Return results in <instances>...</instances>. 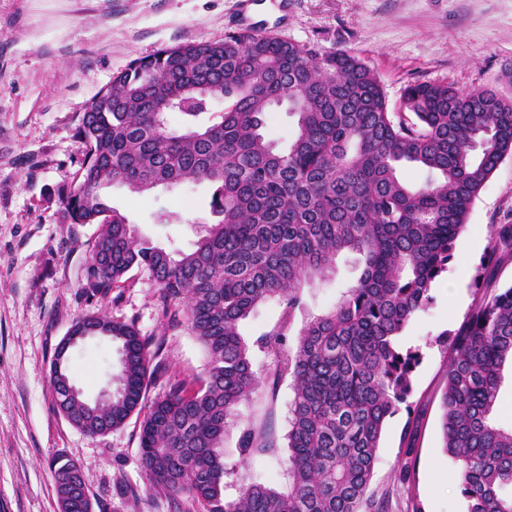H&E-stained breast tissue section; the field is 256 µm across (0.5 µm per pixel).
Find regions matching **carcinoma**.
Segmentation results:
<instances>
[{"instance_id": "carcinoma-1", "label": "carcinoma", "mask_w": 512, "mask_h": 512, "mask_svg": "<svg viewBox=\"0 0 512 512\" xmlns=\"http://www.w3.org/2000/svg\"><path fill=\"white\" fill-rule=\"evenodd\" d=\"M213 100L224 110L210 111ZM284 104L297 126L280 150L264 127ZM402 108L388 110L383 86L358 57L276 35L162 47L115 75L78 119L82 159L59 191L68 223L99 226L86 287L105 296L131 270L146 273L163 317L186 326L207 365L204 377L180 380L149 402L160 367H150L148 341L99 314L121 355L112 400L72 398L57 404L63 415L84 420L92 434L141 416L150 487L186 493L202 512H384L366 498L376 449L411 396L420 359L398 337L447 272L474 198L512 156V97L496 90L415 82ZM170 112L183 117L180 128L169 127ZM405 164L436 178L412 188L400 174ZM201 181L213 188L214 222L188 251L135 236L128 217L102 198L112 185L141 194ZM493 239L476 275L491 294L439 338L449 350L443 448L457 464L467 512H512V428L490 418L512 361V285H497L512 260V224L496 225ZM342 253L358 255L361 272L336 307L308 317L291 346L284 327L254 342L273 357L275 375L293 381L289 489L245 481L230 499L226 478L235 469L224 437L260 385L240 322L269 300L293 313L303 286L328 278ZM273 449L267 432L250 425L236 446L241 464ZM66 464L59 458L53 470L60 512H84L88 494L70 511L65 505Z\"/></svg>"}]
</instances>
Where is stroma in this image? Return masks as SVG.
I'll use <instances>...</instances> for the list:
<instances>
[{"instance_id":"stroma-1","label":"stroma","mask_w":512,"mask_h":512,"mask_svg":"<svg viewBox=\"0 0 512 512\" xmlns=\"http://www.w3.org/2000/svg\"><path fill=\"white\" fill-rule=\"evenodd\" d=\"M237 0H0V512H58L50 469L56 454L83 465L95 512H200L188 495L150 490L139 460L138 421L105 435L73 426L55 406L53 361L82 316L105 313L134 323L151 342L150 398L168 382L203 375L206 355L185 328L162 320L146 274L131 271L125 287L89 296L85 267L93 224H67L57 196L80 157L74 136L87 103L132 60L188 42H216L234 31ZM275 35L361 59L384 87L388 109L400 111L407 84L445 81L462 91L491 88L512 95V0H262L251 14ZM213 189L188 183L149 195L114 186L105 195L124 212L138 237L169 250H190L211 220ZM164 212L178 213L164 223ZM512 224V156L485 182L455 242L466 269L449 263L430 290L431 301L399 338L420 349L411 410L387 423L367 489L387 512H466L456 464L443 449L440 397L448 354L439 337L480 300L476 268L492 243L494 225ZM360 274L356 255L336 259L329 278L304 286L302 306L260 304L240 325L247 342L280 325L297 333L313 314L333 309ZM463 282L452 302L448 288ZM259 388L240 408L243 421L266 424L274 454L253 458L231 476L227 496L243 478L288 486L286 434L293 397L289 377L274 378L273 360L254 352ZM118 346L95 338L68 358L71 383L88 401L114 389ZM415 426L413 451L403 436Z\"/></svg>"}]
</instances>
